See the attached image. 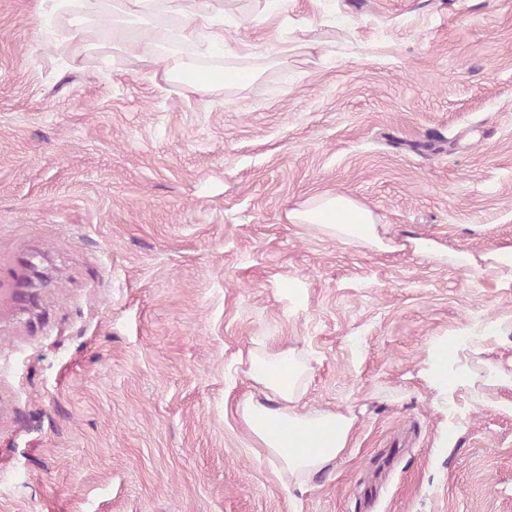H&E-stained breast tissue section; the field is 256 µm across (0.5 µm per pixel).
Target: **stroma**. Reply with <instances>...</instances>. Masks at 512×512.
Returning <instances> with one entry per match:
<instances>
[{
    "label": "stroma",
    "mask_w": 512,
    "mask_h": 512,
    "mask_svg": "<svg viewBox=\"0 0 512 512\" xmlns=\"http://www.w3.org/2000/svg\"><path fill=\"white\" fill-rule=\"evenodd\" d=\"M255 9L203 92L111 15L79 51L81 15L0 0V512H512V279L464 261L512 245V0ZM327 191L393 249L289 222ZM269 337L355 417L300 491L224 410ZM441 345L472 383L436 387Z\"/></svg>",
    "instance_id": "1"
}]
</instances>
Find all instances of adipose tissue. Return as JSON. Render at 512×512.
Here are the masks:
<instances>
[{"label": "adipose tissue", "instance_id": "adipose-tissue-1", "mask_svg": "<svg viewBox=\"0 0 512 512\" xmlns=\"http://www.w3.org/2000/svg\"><path fill=\"white\" fill-rule=\"evenodd\" d=\"M218 0H113L111 39L113 48L139 46L138 61L149 76L177 81L182 63L163 52L144 36L142 26L156 10L177 17L172 41L194 42L200 33L210 41L222 38L223 17ZM294 224H314L332 238L364 246L384 247L378 231L379 217L354 198L325 193L289 211ZM251 393L234 401L231 412L247 433L257 456L268 459L277 479L288 488L305 486L315 475L332 466L347 448L353 416L321 409L301 410L310 368L293 349L273 340L261 341L247 352Z\"/></svg>", "mask_w": 512, "mask_h": 512}]
</instances>
